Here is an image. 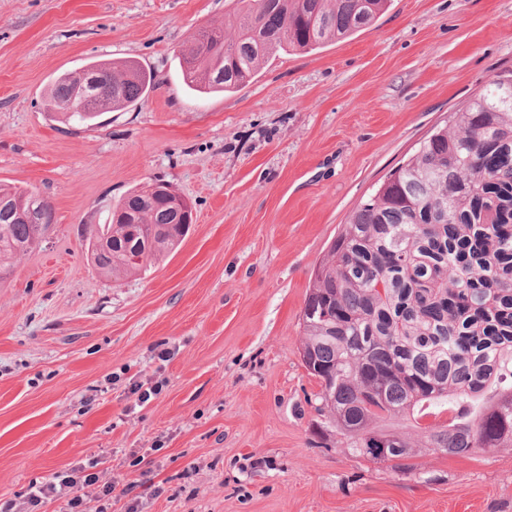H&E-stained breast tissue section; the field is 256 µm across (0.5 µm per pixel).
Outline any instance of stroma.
I'll list each match as a JSON object with an SVG mask.
<instances>
[{"label":"stroma","instance_id":"obj_1","mask_svg":"<svg viewBox=\"0 0 512 512\" xmlns=\"http://www.w3.org/2000/svg\"><path fill=\"white\" fill-rule=\"evenodd\" d=\"M237 0H0V182L53 223L0 282V497L98 460L112 512H512V448L419 449L408 472L325 446L302 314L341 224L451 112L512 70V0H392L372 28L279 51L202 96L179 51ZM134 60L154 85L97 125L51 78ZM194 221L120 282L86 236L143 185ZM157 395L138 404L136 384Z\"/></svg>","mask_w":512,"mask_h":512}]
</instances>
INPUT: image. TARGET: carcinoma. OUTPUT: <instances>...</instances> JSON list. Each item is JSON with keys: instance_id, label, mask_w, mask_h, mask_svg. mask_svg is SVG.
<instances>
[{"instance_id": "carcinoma-1", "label": "carcinoma", "mask_w": 512, "mask_h": 512, "mask_svg": "<svg viewBox=\"0 0 512 512\" xmlns=\"http://www.w3.org/2000/svg\"><path fill=\"white\" fill-rule=\"evenodd\" d=\"M233 33L202 30L180 51L202 94L232 92L260 62L370 29L390 0H239ZM153 83L133 61H90L56 76L46 107L92 125L137 104ZM349 216L314 272L302 361L321 390L324 441L411 470L407 430L424 448L467 455L512 447V73L450 116ZM35 194L0 183V276L49 229L21 217ZM192 206L156 183L128 193L87 238L115 282L183 241ZM448 412L447 424L421 427Z\"/></svg>"}]
</instances>
